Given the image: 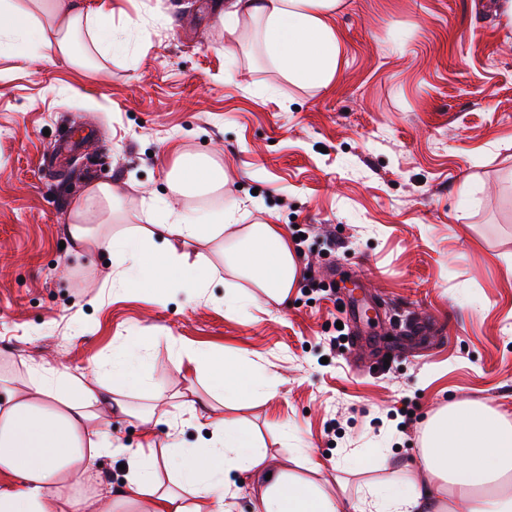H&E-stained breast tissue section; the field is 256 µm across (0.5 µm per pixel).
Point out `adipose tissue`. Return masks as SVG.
<instances>
[{"mask_svg":"<svg viewBox=\"0 0 512 512\" xmlns=\"http://www.w3.org/2000/svg\"><path fill=\"white\" fill-rule=\"evenodd\" d=\"M340 6L341 0H229L217 19L231 35L241 23L256 22L254 37L272 66L300 88L327 90L342 54L333 23ZM91 24L78 0H27L23 6L0 0V49L27 57L35 32L49 57L79 67L84 58L75 38ZM171 152L173 178L182 191L223 188L222 166L177 146ZM115 198L111 185L90 187L71 214L70 233L87 248L110 253L122 288L159 300L186 283L204 296L210 268L181 246L205 241L220 243L225 261L264 294L287 298L297 264L280 225H240L235 201L221 212L194 215L153 199L142 210L148 231L92 234L94 212L112 213ZM151 342L148 336L126 342L109 387L48 362L27 365L18 380L0 378V512H222L232 475L242 470L259 481L256 512H512V421L499 412L484 407L437 412L418 459L421 480L365 484L357 505L348 506L309 478L272 469L237 421L199 408L195 398L168 404L165 386L156 384L153 407H128L119 390L147 384L143 351ZM174 368L182 375L206 371L209 392L223 405L272 386L261 371L193 347L180 353ZM104 405L141 432L128 452L124 489L118 493L97 487V460L120 450L99 412ZM184 419L206 433L196 447H183L175 435Z\"/></svg>","mask_w":512,"mask_h":512,"instance_id":"obj_1","label":"adipose tissue"}]
</instances>
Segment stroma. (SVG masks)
Masks as SVG:
<instances>
[{"instance_id": "35a3bbf8", "label": "stroma", "mask_w": 512, "mask_h": 512, "mask_svg": "<svg viewBox=\"0 0 512 512\" xmlns=\"http://www.w3.org/2000/svg\"><path fill=\"white\" fill-rule=\"evenodd\" d=\"M80 2L96 17L84 67L35 44L27 60L0 52V350L19 358L0 375L46 357L108 385L122 344L149 329V381L205 401L204 376L175 374L179 347L245 360L272 392L225 416L276 467L320 463L325 490L351 502L418 460L448 404L512 419V31L496 0H342L326 91L289 83L247 29L228 36L225 0ZM117 27L124 47L106 48ZM175 141L220 162L224 189L172 190ZM92 183L115 188L128 226L148 198L190 214L232 198L244 223L303 236L287 300L196 242L218 268L208 299L115 288L109 253L69 233ZM231 284L256 302L226 309ZM416 318L433 335L406 336Z\"/></svg>"}]
</instances>
